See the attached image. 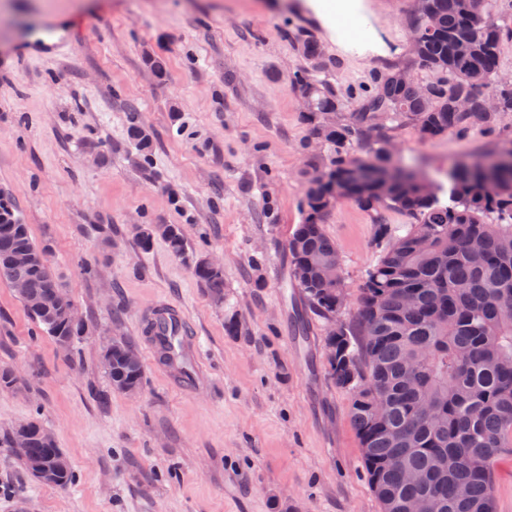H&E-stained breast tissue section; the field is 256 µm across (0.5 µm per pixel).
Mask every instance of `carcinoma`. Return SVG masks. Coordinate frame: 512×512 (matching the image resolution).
Wrapping results in <instances>:
<instances>
[{"label":"carcinoma","mask_w":512,"mask_h":512,"mask_svg":"<svg viewBox=\"0 0 512 512\" xmlns=\"http://www.w3.org/2000/svg\"><path fill=\"white\" fill-rule=\"evenodd\" d=\"M503 0H418L408 28L418 35L414 78L405 67L376 72L359 107L347 111L336 88L320 74L327 61L311 37L295 39L311 68L292 87L308 101L312 134L327 149L314 165L305 193L304 222L289 236L290 273L312 308L327 322L339 318L344 288L313 275L340 265L336 242L324 230L323 200L332 189L372 211L396 210L410 223L376 226L383 245L358 289L357 308L343 329L325 337L328 374L350 397V415L362 445V463L382 512H410L427 501L434 512H495L494 466L512 447V138L500 136L512 114V86L499 83L500 47L512 38ZM495 95L500 110L485 102ZM333 113L336 123L324 125ZM411 125L423 138L478 130L493 138L492 154L448 170V185L423 182L390 164L388 131ZM376 131L373 138L368 131ZM161 238L174 256L185 251L183 229L165 224L157 236L139 235L141 250ZM12 200L0 196V280L26 282L47 301L30 310L42 330L70 350L84 323L66 316L72 300L47 260L18 266L20 252L46 253ZM194 277L224 301V273L198 257ZM135 347L111 341L106 360L112 389L135 393L142 364ZM30 448L20 462L28 472L63 453L31 418Z\"/></svg>","instance_id":"obj_1"}]
</instances>
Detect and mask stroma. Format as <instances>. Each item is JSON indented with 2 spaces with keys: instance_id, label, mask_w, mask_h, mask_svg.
I'll use <instances>...</instances> for the list:
<instances>
[{
  "instance_id": "35a3bbf8",
  "label": "stroma",
  "mask_w": 512,
  "mask_h": 512,
  "mask_svg": "<svg viewBox=\"0 0 512 512\" xmlns=\"http://www.w3.org/2000/svg\"><path fill=\"white\" fill-rule=\"evenodd\" d=\"M362 23L326 25L309 0H0V194L11 198L86 326L71 352L41 333L0 281V438L38 417L75 474L37 481L0 447V512H381L362 468L348 394L327 374L325 323L289 274L313 150L290 79L309 68L297 30L322 43L349 104L371 74L413 64L417 0H361ZM165 57L157 78L148 59ZM153 140L142 157L127 137ZM392 164L442 179L492 148L474 131L390 130ZM375 215L339 200L324 229L356 291L381 255ZM139 224H179L184 256L136 242ZM224 269L216 301L192 274ZM180 305L211 382L190 395L151 363L140 317ZM237 314L242 330L228 335ZM132 342L139 393L110 388L104 337Z\"/></svg>"
}]
</instances>
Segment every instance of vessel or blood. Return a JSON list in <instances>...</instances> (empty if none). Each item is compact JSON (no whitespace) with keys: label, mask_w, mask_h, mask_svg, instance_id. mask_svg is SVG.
Returning <instances> with one entry per match:
<instances>
[{"label":"vessel or blood","mask_w":512,"mask_h":512,"mask_svg":"<svg viewBox=\"0 0 512 512\" xmlns=\"http://www.w3.org/2000/svg\"><path fill=\"white\" fill-rule=\"evenodd\" d=\"M144 322L152 326L146 349L151 356L167 353L162 368L168 381L187 393L199 392L210 381L198 338L183 309L161 300L146 308Z\"/></svg>","instance_id":"1"}]
</instances>
